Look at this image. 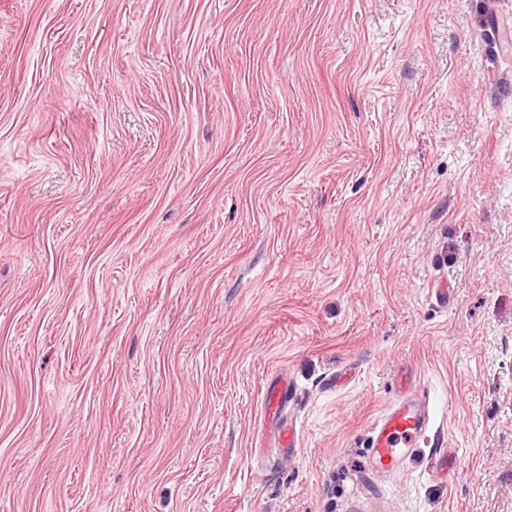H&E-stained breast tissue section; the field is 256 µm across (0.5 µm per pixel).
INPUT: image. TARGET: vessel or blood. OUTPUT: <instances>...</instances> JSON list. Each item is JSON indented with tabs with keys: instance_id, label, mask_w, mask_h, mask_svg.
<instances>
[{
	"instance_id": "vessel-or-blood-1",
	"label": "vessel or blood",
	"mask_w": 512,
	"mask_h": 512,
	"mask_svg": "<svg viewBox=\"0 0 512 512\" xmlns=\"http://www.w3.org/2000/svg\"><path fill=\"white\" fill-rule=\"evenodd\" d=\"M291 396V382L281 378L262 394L264 415L273 428L275 447L292 450L295 431L283 419ZM429 398L424 389L407 382L394 400L372 423L368 435V468L375 473L400 474L405 457L432 430Z\"/></svg>"
}]
</instances>
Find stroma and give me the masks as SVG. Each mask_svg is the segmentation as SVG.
Here are the masks:
<instances>
[{"instance_id":"obj_1","label":"stroma","mask_w":512,"mask_h":512,"mask_svg":"<svg viewBox=\"0 0 512 512\" xmlns=\"http://www.w3.org/2000/svg\"><path fill=\"white\" fill-rule=\"evenodd\" d=\"M509 30L512 0H0V512H512ZM409 373L448 467L370 473ZM291 381L282 377L277 383L268 385L262 394L264 415L273 427V448L292 451L295 431L292 423L283 420V412L291 396Z\"/></svg>"}]
</instances>
